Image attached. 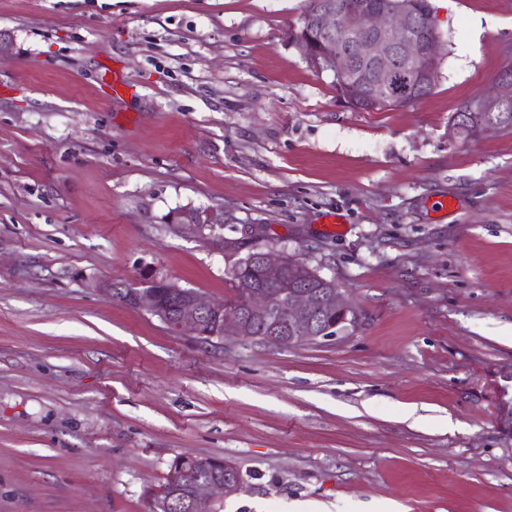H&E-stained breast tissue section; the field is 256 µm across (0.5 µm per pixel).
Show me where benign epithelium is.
Masks as SVG:
<instances>
[{
    "label": "benign epithelium",
    "instance_id": "obj_1",
    "mask_svg": "<svg viewBox=\"0 0 512 512\" xmlns=\"http://www.w3.org/2000/svg\"><path fill=\"white\" fill-rule=\"evenodd\" d=\"M423 0H394L381 8L375 0H319L312 14H303L293 43L317 72L332 74L336 93L350 108L368 109L411 102L427 87L436 85L439 37L426 29L420 15ZM512 103V64L497 76V91L479 101L482 112H501ZM174 229L184 235H203V225L222 224L224 218L207 210H184ZM265 286L247 291L242 306L224 310V302L211 301L164 278L150 277L126 286L125 303L157 318L174 331L190 333L204 341L235 336L258 340L261 334L278 342L314 340L329 329L314 324L313 311L335 310L341 323L357 318L353 304L336 283L325 280V290H286V256L275 257L262 248L250 252ZM261 333H255V328ZM495 389L497 423L512 435V370L501 373ZM208 457H184L169 485L153 495V512H169L173 500L187 503L190 512H215L224 499L236 495L243 480L231 468L224 475L203 479L199 470Z\"/></svg>",
    "mask_w": 512,
    "mask_h": 512
}]
</instances>
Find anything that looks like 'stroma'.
Here are the masks:
<instances>
[{
    "instance_id": "obj_1",
    "label": "stroma",
    "mask_w": 512,
    "mask_h": 512,
    "mask_svg": "<svg viewBox=\"0 0 512 512\" xmlns=\"http://www.w3.org/2000/svg\"><path fill=\"white\" fill-rule=\"evenodd\" d=\"M430 5L433 94L360 112L291 43L303 0H0V512H148L178 455L239 468L221 512H512V129L448 134L512 64V0ZM228 239L356 322L205 342L98 288L232 299ZM177 217L180 220L178 224H173L174 229L189 236H203V224H221L224 221L223 216H218L207 210H184ZM212 226L208 230L212 231ZM500 377L506 384L498 383L495 389L497 423L502 433L512 435V369Z\"/></svg>"
}]
</instances>
